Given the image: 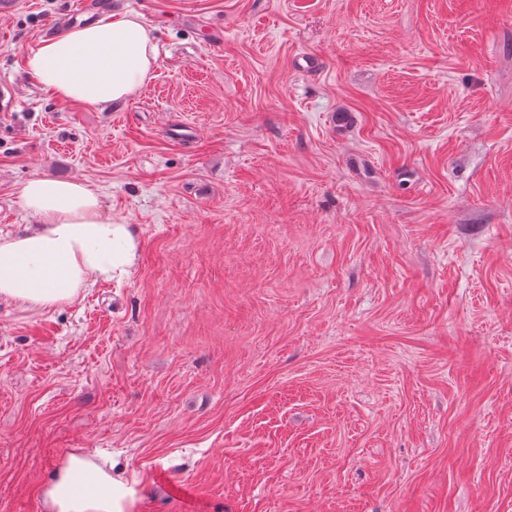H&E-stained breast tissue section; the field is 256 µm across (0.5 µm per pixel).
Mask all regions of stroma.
I'll return each mask as SVG.
<instances>
[{
    "instance_id": "1",
    "label": "stroma",
    "mask_w": 512,
    "mask_h": 512,
    "mask_svg": "<svg viewBox=\"0 0 512 512\" xmlns=\"http://www.w3.org/2000/svg\"><path fill=\"white\" fill-rule=\"evenodd\" d=\"M93 4L157 67L61 103L23 58L73 0L0 13V233L26 179H80L139 258L0 300V512L80 448L132 512H512V0Z\"/></svg>"
}]
</instances>
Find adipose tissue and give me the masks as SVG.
Masks as SVG:
<instances>
[{
  "label": "adipose tissue",
  "mask_w": 512,
  "mask_h": 512,
  "mask_svg": "<svg viewBox=\"0 0 512 512\" xmlns=\"http://www.w3.org/2000/svg\"><path fill=\"white\" fill-rule=\"evenodd\" d=\"M158 60L151 29L126 12L71 27L25 55L24 69L64 103L106 108L150 78ZM35 227L0 235V298L37 308L74 302L96 283L129 276L137 241L115 223L88 182L30 177L20 191ZM45 512H132L135 490L111 456L71 452L40 488Z\"/></svg>",
  "instance_id": "adipose-tissue-1"
}]
</instances>
